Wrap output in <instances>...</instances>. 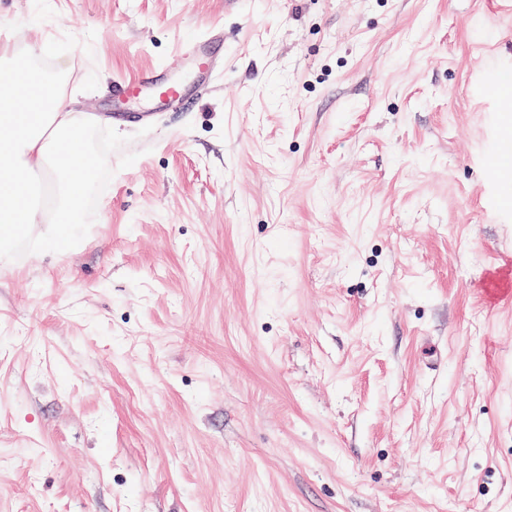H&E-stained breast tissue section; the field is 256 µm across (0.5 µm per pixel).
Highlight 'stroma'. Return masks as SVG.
Listing matches in <instances>:
<instances>
[{"instance_id":"obj_1","label":"stroma","mask_w":512,"mask_h":512,"mask_svg":"<svg viewBox=\"0 0 512 512\" xmlns=\"http://www.w3.org/2000/svg\"><path fill=\"white\" fill-rule=\"evenodd\" d=\"M224 25L193 110L116 80ZM93 115L75 250L0 262V512H512V12L0 0ZM502 180V175L492 169L488 170L484 177V191L487 193L490 203L500 216L511 217V205L499 192V186ZM489 188H492V190H489Z\"/></svg>"}]
</instances>
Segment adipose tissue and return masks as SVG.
Wrapping results in <instances>:
<instances>
[{"label": "adipose tissue", "instance_id": "adipose-tissue-1", "mask_svg": "<svg viewBox=\"0 0 512 512\" xmlns=\"http://www.w3.org/2000/svg\"><path fill=\"white\" fill-rule=\"evenodd\" d=\"M14 53L0 46V258L12 228L23 226L45 248L57 247L80 219L87 176L73 162L90 123L68 109L49 76L28 66L16 81Z\"/></svg>", "mask_w": 512, "mask_h": 512}]
</instances>
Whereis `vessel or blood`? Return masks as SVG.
I'll return each instance as SVG.
<instances>
[{"mask_svg": "<svg viewBox=\"0 0 512 512\" xmlns=\"http://www.w3.org/2000/svg\"><path fill=\"white\" fill-rule=\"evenodd\" d=\"M224 47V26L217 23L210 27L205 38L192 41L184 54L194 74L193 83L170 79L163 69L151 68L141 72L137 79L117 82L112 100V122L148 124L158 109H181L194 104L198 90L205 88L216 70L224 64L220 52ZM502 175L488 171L484 181L488 199L500 216L512 215V203L499 192Z\"/></svg>", "mask_w": 512, "mask_h": 512, "instance_id": "b4317fda", "label": "vessel or blood"}]
</instances>
